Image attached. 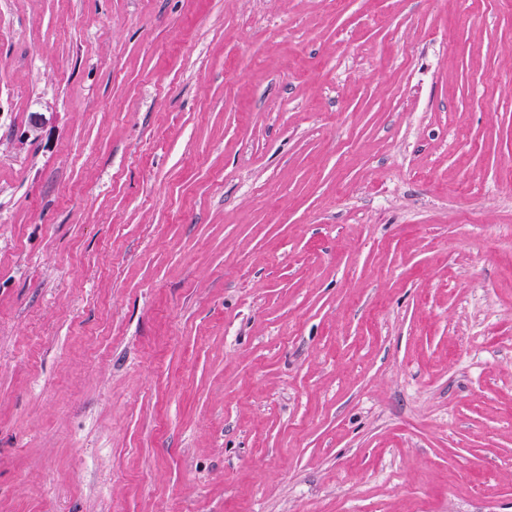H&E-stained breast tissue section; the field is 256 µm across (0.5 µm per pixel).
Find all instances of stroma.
Segmentation results:
<instances>
[{
	"label": "stroma",
	"mask_w": 512,
	"mask_h": 512,
	"mask_svg": "<svg viewBox=\"0 0 512 512\" xmlns=\"http://www.w3.org/2000/svg\"><path fill=\"white\" fill-rule=\"evenodd\" d=\"M0 512H512V0H0Z\"/></svg>",
	"instance_id": "stroma-1"
}]
</instances>
